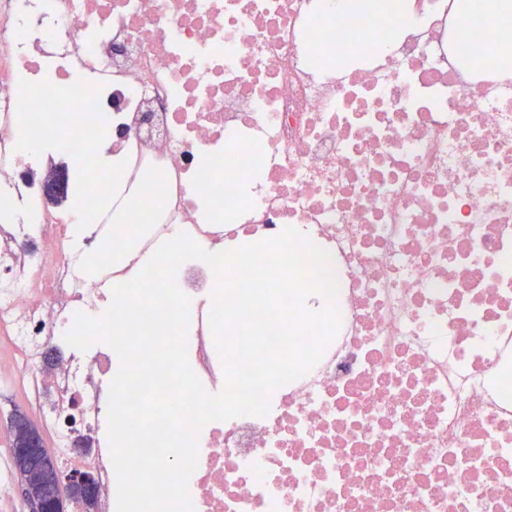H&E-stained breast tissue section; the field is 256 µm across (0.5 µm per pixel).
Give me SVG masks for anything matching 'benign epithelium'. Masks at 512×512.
<instances>
[{"mask_svg":"<svg viewBox=\"0 0 512 512\" xmlns=\"http://www.w3.org/2000/svg\"><path fill=\"white\" fill-rule=\"evenodd\" d=\"M40 189L44 199L50 203L65 189L63 171L50 168L40 179ZM18 454L25 460H37L41 465L51 470L50 477L55 488L51 507H46L42 497L30 485L27 476L20 477L18 489L29 506V512H69L71 507L70 493L77 486L83 490L85 496L93 499L96 496V485L92 472L87 468L61 470L52 466L50 456L44 443L31 435L19 444Z\"/></svg>","mask_w":512,"mask_h":512,"instance_id":"7a95c632","label":"benign epithelium"}]
</instances>
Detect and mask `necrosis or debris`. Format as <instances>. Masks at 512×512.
Masks as SVG:
<instances>
[{
    "instance_id": "necrosis-or-debris-1",
    "label": "necrosis or debris",
    "mask_w": 512,
    "mask_h": 512,
    "mask_svg": "<svg viewBox=\"0 0 512 512\" xmlns=\"http://www.w3.org/2000/svg\"><path fill=\"white\" fill-rule=\"evenodd\" d=\"M360 18L336 0H0V512H23L16 411L60 468L94 473L91 512H116L119 359L67 345L77 314L102 315L156 242L215 252L286 227L330 253L341 327L266 417L203 427L194 512H512V72L491 32L460 39L450 0H403L351 38ZM76 70L101 87L120 197L148 168L167 178L160 221L104 281L80 261L106 226L75 236L32 177L44 158L16 149L20 81ZM176 282L189 364L221 392L212 271Z\"/></svg>"
}]
</instances>
